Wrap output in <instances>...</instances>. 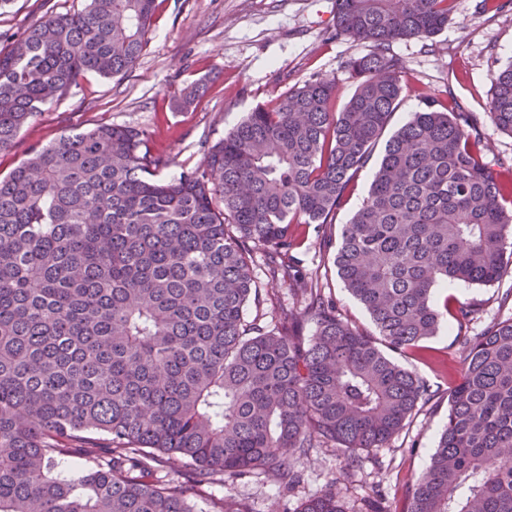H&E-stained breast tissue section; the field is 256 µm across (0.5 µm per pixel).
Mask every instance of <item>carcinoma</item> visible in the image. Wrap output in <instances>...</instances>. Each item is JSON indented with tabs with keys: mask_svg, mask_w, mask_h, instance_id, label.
<instances>
[{
	"mask_svg": "<svg viewBox=\"0 0 512 512\" xmlns=\"http://www.w3.org/2000/svg\"><path fill=\"white\" fill-rule=\"evenodd\" d=\"M455 3L336 0V34L370 44L341 63L346 106L333 110V80L296 83L177 178L118 125L64 134L0 178V512H198L226 478L259 471L291 490L338 445L358 468L428 395L383 348L424 349L448 315L465 356L406 512H512V318L472 335L475 309L435 296L493 285L512 261V168L486 161L480 119L433 100L413 113L340 239L323 240L377 336L294 255L293 226L330 223L399 105L392 43L440 32ZM154 6L86 0L0 52V152L78 77L132 70ZM486 116L512 135V63ZM258 253L303 311L262 293ZM74 457L78 472L62 468ZM161 466L175 478L156 479ZM298 512L346 510L333 486Z\"/></svg>",
	"mask_w": 512,
	"mask_h": 512,
	"instance_id": "1",
	"label": "carcinoma"
}]
</instances>
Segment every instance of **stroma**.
<instances>
[{"instance_id": "1", "label": "stroma", "mask_w": 512, "mask_h": 512, "mask_svg": "<svg viewBox=\"0 0 512 512\" xmlns=\"http://www.w3.org/2000/svg\"><path fill=\"white\" fill-rule=\"evenodd\" d=\"M480 0H456L447 27L430 38L395 41L392 50L409 66L403 94L389 127L397 129L413 112L435 97L452 108L483 118L492 97V76L512 62V9L481 11ZM85 0H11L0 9V50L45 16L83 8ZM336 0H156L146 46L136 66L124 76L78 77L67 93L42 108L21 130L12 146L0 152V174H8L32 149L62 134L101 124L145 131L153 152L171 158L162 175L170 179L181 168L200 165L203 140H216L256 106L272 107L296 82L311 76L335 80L334 110H342L355 83L341 67L369 46L337 36ZM206 79L207 87L188 107L176 101L182 89ZM485 141L492 165H512V135L485 122ZM375 171L367 164L326 231L339 238L344 224L359 209ZM303 272L327 280L344 320L372 331L363 307L336 275L312 227H295ZM439 297L470 303L478 311L473 323L483 329L512 316V268L491 286L449 282ZM425 355L404 353L398 362L424 380L429 397L418 404L405 428L382 448L363 452V466L343 471L344 454L327 450L303 467V481L286 493L270 477L259 475L213 485L214 498L248 501L252 512H297L301 503L338 484L348 512H368L381 500L386 512H405L419 475L426 469L448 419V368L458 364L461 339L454 320L427 342Z\"/></svg>"}]
</instances>
